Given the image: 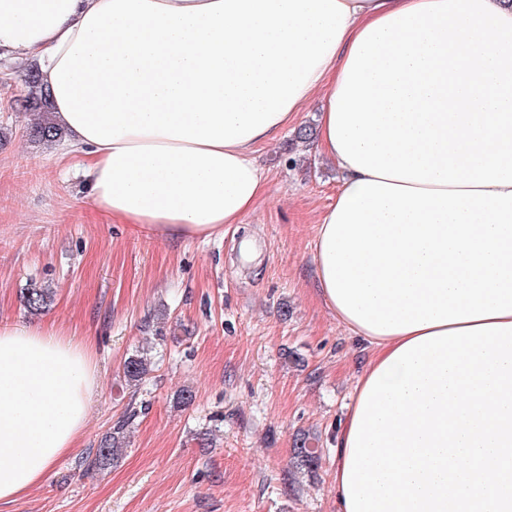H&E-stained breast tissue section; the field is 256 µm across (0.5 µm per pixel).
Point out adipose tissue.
Wrapping results in <instances>:
<instances>
[{
    "mask_svg": "<svg viewBox=\"0 0 512 512\" xmlns=\"http://www.w3.org/2000/svg\"><path fill=\"white\" fill-rule=\"evenodd\" d=\"M0 49L37 64L92 206L173 239L240 224L255 154L322 95L341 181L317 294L369 351L336 436V512L370 377L409 340L512 322V0H0ZM88 345L0 326V503L86 427Z\"/></svg>",
    "mask_w": 512,
    "mask_h": 512,
    "instance_id": "adipose-tissue-1",
    "label": "adipose tissue"
}]
</instances>
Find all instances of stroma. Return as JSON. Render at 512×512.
Listing matches in <instances>:
<instances>
[{
  "instance_id": "1",
  "label": "stroma",
  "mask_w": 512,
  "mask_h": 512,
  "mask_svg": "<svg viewBox=\"0 0 512 512\" xmlns=\"http://www.w3.org/2000/svg\"><path fill=\"white\" fill-rule=\"evenodd\" d=\"M22 74L0 55V326L31 323L23 288H52L40 319L92 346L98 390L76 448L0 512H335L336 429L368 358L313 279L336 167L285 132L258 152L267 195L244 223L170 240L89 205L79 157L28 136ZM132 407L119 461L87 469ZM301 430L319 438L312 477L290 468ZM150 371V361L140 351L128 356L123 364L124 377L128 383L134 386L145 382Z\"/></svg>"
}]
</instances>
